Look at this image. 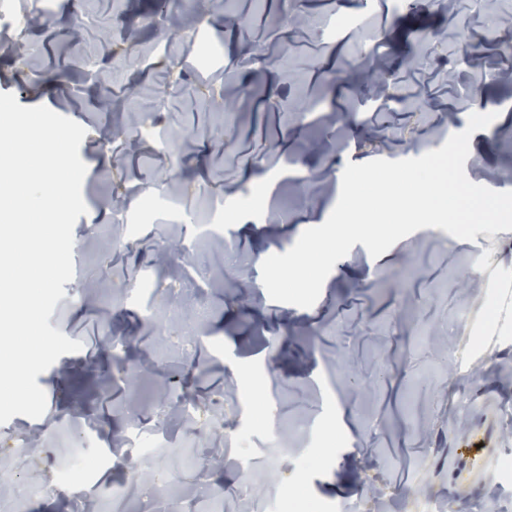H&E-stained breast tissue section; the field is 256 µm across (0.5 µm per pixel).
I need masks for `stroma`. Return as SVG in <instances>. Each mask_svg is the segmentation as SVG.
<instances>
[{
  "mask_svg": "<svg viewBox=\"0 0 512 512\" xmlns=\"http://www.w3.org/2000/svg\"><path fill=\"white\" fill-rule=\"evenodd\" d=\"M178 30L133 26L126 0H60L53 17L25 23L26 61L0 45V92L43 105L82 125L87 207L73 228L74 273L49 319L81 342L37 383L44 415L0 425V448L36 433V454L15 456L26 483L57 470L66 447L92 466L63 491L13 512H81L85 484L108 490L150 471L122 512H151L154 485L176 481L179 512H198L207 484L233 512H373L374 492L394 512L423 498L447 512H512V319L482 323L496 283L512 284V231L458 241L422 228L388 258L355 244L309 308L273 301L262 282L265 257L288 251L312 200H338L348 163L415 158L463 131L478 99L498 116L475 132L465 173L473 183L512 191V0L488 39L473 0H420L414 11L390 0H176ZM425 27L430 39L404 50L376 34ZM224 46L199 73L198 43ZM169 43L181 85L171 88ZM374 51L384 92L356 90L353 63ZM64 74L37 86L32 70ZM455 82H448L449 71ZM159 105L158 134L170 155L141 137L114 158L105 135L125 133L138 94ZM131 206L116 223L112 198ZM232 209L234 240H198L204 209ZM204 320H196L200 307ZM126 339L120 359L104 346ZM481 345L464 350L462 339ZM171 400L194 399L196 418L170 423L157 382ZM258 383L256 395L243 382ZM346 430L328 435L332 420ZM148 450L116 464L124 434ZM488 463L473 466L468 449ZM200 465L179 468L175 449ZM271 459L270 483L247 492L231 460Z\"/></svg>",
  "mask_w": 512,
  "mask_h": 512,
  "instance_id": "35a3bbf8",
  "label": "stroma"
}]
</instances>
